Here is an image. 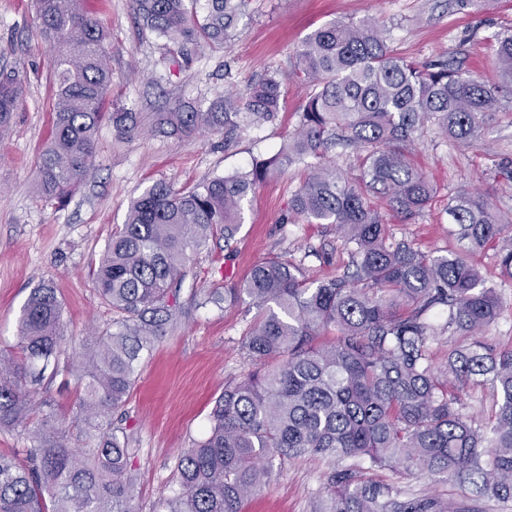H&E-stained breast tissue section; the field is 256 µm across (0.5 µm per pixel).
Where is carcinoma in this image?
Masks as SVG:
<instances>
[{
	"label": "carcinoma",
	"mask_w": 512,
	"mask_h": 512,
	"mask_svg": "<svg viewBox=\"0 0 512 512\" xmlns=\"http://www.w3.org/2000/svg\"><path fill=\"white\" fill-rule=\"evenodd\" d=\"M84 0H34L42 36L58 48L53 61L52 140L37 174L41 197L65 204L85 179L102 122L122 135L140 130L138 113L112 110L107 31L83 10ZM143 25L180 52L228 44L245 0H206L203 16L186 0H135ZM499 80L487 84L457 62L418 64L397 56L367 21H332L296 51L295 76L312 85L299 128L283 150L251 170L206 178L190 188L154 183L113 231L94 279L102 299L123 317L85 339L76 367L80 395L75 424L94 443L71 445L47 400L35 444L0 455V512H139L128 469V439L112 428L143 352L176 316L186 262L213 235L231 238L241 202L273 166L303 165L308 175L289 208L310 224H334L352 249L356 276L318 284L278 257L254 266L240 288L211 300L247 296L258 319L246 341L250 357L281 364L224 386L207 435L179 456L180 492L163 512H240L261 486L275 455L355 458L367 469L423 471L479 497L512 500V348L497 351L474 339L448 352V366L429 364V339L453 327L477 333L496 321L501 300L463 256H431L389 242L383 216L365 202L373 191L405 221L418 218L433 187L410 161L412 135L430 122L465 144L493 112L512 105V29L496 38ZM26 77L0 71V127L23 98ZM282 83L269 75L214 100L202 111L177 103L156 120L158 131L183 137L224 136L275 119ZM365 152L357 181L322 162L338 142ZM455 234L471 249L499 244L512 271V220L503 221L487 196L463 192L448 200ZM448 313L445 327L429 312ZM337 330L329 345L316 337ZM17 351L0 356V429L25 428L29 386L56 374L62 352V303L43 283L24 304ZM491 385L497 408L482 425L459 410L458 391ZM320 512H475L435 500H400L396 487L368 481L357 468L329 477Z\"/></svg>",
	"instance_id": "1"
}]
</instances>
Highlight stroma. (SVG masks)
<instances>
[{
    "mask_svg": "<svg viewBox=\"0 0 512 512\" xmlns=\"http://www.w3.org/2000/svg\"><path fill=\"white\" fill-rule=\"evenodd\" d=\"M86 11L108 31L113 107L138 113L139 136L103 124L93 167L65 206L45 201L36 189L41 153L51 138L54 105L53 46L39 33L32 0H0V68L27 76V93L9 126L0 130V352H15L18 317L33 288L52 283L63 305L65 336L82 339L91 328L120 321L90 276L131 202L159 180L190 187L227 176L275 155L294 132L310 96L293 77L295 53L313 30L331 22L374 23L400 56L420 63L460 61L471 76L495 81V36L512 29V0H246L229 46L206 45L188 56L142 25L134 0H86ZM283 83L284 107L272 121L232 140L203 131L190 138L152 131L159 113L181 101L204 109L220 95L269 74ZM435 188L420 217L403 222L379 194L368 203L384 215L389 241H404L434 256L461 254L501 297L500 314L482 334L496 350L512 348V278L498 250H467L453 232L448 199L463 191L491 198L512 216V112L494 113L479 137L464 145L429 124L415 134L411 155ZM304 178L301 166L272 169L243 203L230 240L213 238L192 254L177 292V317L158 336L139 366L125 405L112 422L129 439L139 512H158L178 491L176 458L203 438L209 415L226 384L256 370L245 341L256 314L249 300L214 304L215 291L241 287L257 263L278 256L301 265L309 280L343 275L351 244L331 224L287 221L289 203ZM50 396L58 414H71L74 380L59 372L32 387L33 420ZM336 460L302 456L274 462L266 483L246 498L242 512H317L327 498ZM366 479L394 484L405 498L467 503L479 512H512V501H487L425 472H366Z\"/></svg>",
    "mask_w": 512,
    "mask_h": 512,
    "instance_id": "35a3bbf8",
    "label": "stroma"
}]
</instances>
